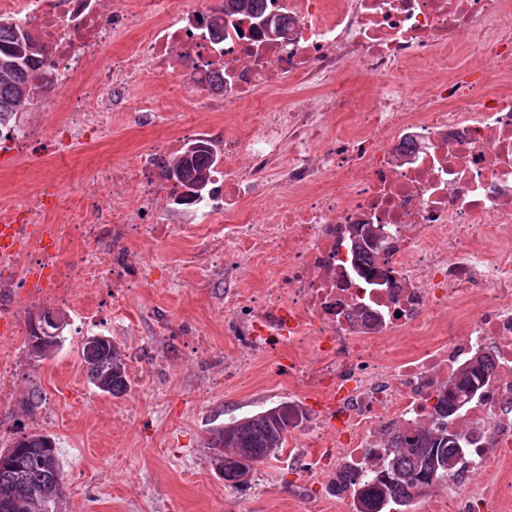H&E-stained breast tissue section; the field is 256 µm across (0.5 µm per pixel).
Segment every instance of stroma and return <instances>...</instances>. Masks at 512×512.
Masks as SVG:
<instances>
[{
    "label": "stroma",
    "instance_id": "obj_1",
    "mask_svg": "<svg viewBox=\"0 0 512 512\" xmlns=\"http://www.w3.org/2000/svg\"><path fill=\"white\" fill-rule=\"evenodd\" d=\"M168 128L163 119L149 130L113 125L95 145H78L56 158H31L1 174L0 191L20 197L39 179L55 178L63 184V196L45 199L46 210L92 205L86 190L95 170L120 162L134 147L153 144ZM198 247L194 239L155 246L140 272L141 288L121 310H113L110 289L92 295L77 282L72 285L76 304L62 305L48 294L26 306V321L43 310L67 316L64 342L49 359L31 361L15 323L0 322V352L10 353L18 365L0 388V448L21 431L54 436L64 467L59 512H311L317 506L322 512H344L342 505L323 501L322 487L303 480L284 451L258 466L244 488L225 487L216 473L207 445L211 428L287 400L288 381L271 374L266 360L246 380L225 381L224 366L233 363L236 350L224 335L222 289L178 288L165 279L167 265ZM94 308L104 334L127 360L143 367L119 397L89 382L78 353L93 333L82 313ZM158 320L171 324L173 334L155 335ZM191 327L207 331L206 353H195L184 337ZM34 385L46 400L31 416L20 401Z\"/></svg>",
    "mask_w": 512,
    "mask_h": 512
}]
</instances>
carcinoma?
Instances as JSON below:
<instances>
[{
  "label": "carcinoma",
  "mask_w": 512,
  "mask_h": 512,
  "mask_svg": "<svg viewBox=\"0 0 512 512\" xmlns=\"http://www.w3.org/2000/svg\"><path fill=\"white\" fill-rule=\"evenodd\" d=\"M40 81L36 64L27 45L13 32L12 25L0 20V128L32 104L34 85ZM214 156L207 144L196 142L180 155L161 161L162 175L175 181L182 196L191 201L209 192L210 169ZM87 376L101 392L114 397L129 388L126 356L111 338L95 347L92 358L83 359ZM490 370L489 359L477 355L462 366L448 382V391L435 404L438 426L410 433L389 432L391 448L380 469L354 485L355 512H411L416 500L429 494L441 480L448 478L444 463L459 459L465 448L459 434H448L444 421ZM43 391L31 387L22 405L31 414L42 404ZM303 412L283 401L264 411L218 425L210 430V449L215 455L234 454L250 471L285 448L288 433L298 428ZM0 512H31L33 488L41 491L42 512H55L56 500L64 488L63 464L57 442L51 435L29 433L0 451Z\"/></svg>",
  "instance_id": "cac0c4a2"
}]
</instances>
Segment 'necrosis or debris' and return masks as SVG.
<instances>
[{"label": "necrosis or debris", "mask_w": 512, "mask_h": 512, "mask_svg": "<svg viewBox=\"0 0 512 512\" xmlns=\"http://www.w3.org/2000/svg\"><path fill=\"white\" fill-rule=\"evenodd\" d=\"M262 15L224 0H0V17L31 43L39 101L63 109L70 145L98 136L116 98L129 121L154 125L169 98L195 112L250 113L216 141L219 162L201 200L183 201L162 156L192 141L182 113L154 148L101 170L126 186L93 209L47 213L45 178L0 194V294L71 300V277L108 288L113 303L140 287L134 242L202 241L169 266L179 285L224 279V334L251 365L278 351L274 372L312 398L292 461L328 486L337 470L367 475L385 431L435 424L433 406L470 358L493 371L453 417L473 448L435 488L439 512H512V0H264ZM223 17L221 26L200 25ZM42 139L25 116L0 130V159ZM201 214L176 224L170 213ZM381 233L358 275L352 225ZM92 243L75 271L64 240ZM60 268L47 282L42 272ZM266 275L250 288L252 271ZM486 481L474 485L473 474Z\"/></svg>", "instance_id": "4bbe7bcc"}]
</instances>
